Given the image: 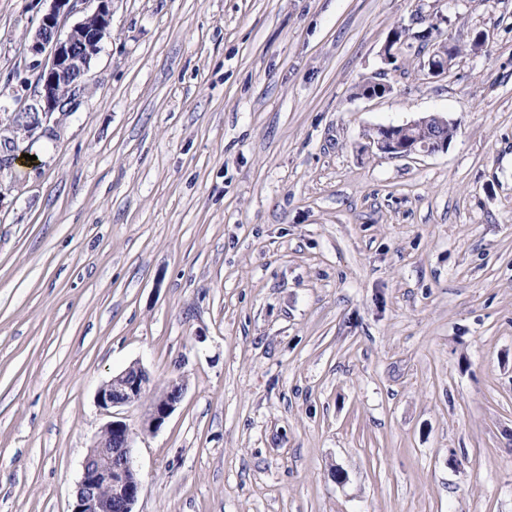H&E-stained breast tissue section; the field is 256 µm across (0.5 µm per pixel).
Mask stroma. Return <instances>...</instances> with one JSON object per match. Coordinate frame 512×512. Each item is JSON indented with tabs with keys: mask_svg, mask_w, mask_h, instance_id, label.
<instances>
[{
	"mask_svg": "<svg viewBox=\"0 0 512 512\" xmlns=\"http://www.w3.org/2000/svg\"><path fill=\"white\" fill-rule=\"evenodd\" d=\"M48 7L0 0L7 111ZM65 110L0 171V512H69L135 362L185 384L118 411L135 512H512V0H112ZM428 126L432 133L420 139L410 134L411 131ZM448 127H455L454 122L439 114L421 116L398 126H379L373 128L367 139L368 148L388 157L410 158L414 155H431L447 149ZM402 131V133H398ZM184 389L181 380L172 379L161 392H155L143 416L141 429L150 433L158 430L180 403Z\"/></svg>",
	"mask_w": 512,
	"mask_h": 512,
	"instance_id": "1",
	"label": "stroma"
}]
</instances>
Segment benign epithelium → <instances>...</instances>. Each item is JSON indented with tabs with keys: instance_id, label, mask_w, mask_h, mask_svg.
<instances>
[{
	"instance_id": "1",
	"label": "benign epithelium",
	"mask_w": 512,
	"mask_h": 512,
	"mask_svg": "<svg viewBox=\"0 0 512 512\" xmlns=\"http://www.w3.org/2000/svg\"><path fill=\"white\" fill-rule=\"evenodd\" d=\"M96 2L94 11L60 36L61 19L77 11L82 4ZM50 5L39 20L27 45L37 70V94L32 103L10 117L0 134L23 127L26 136L44 130L53 115L64 111L68 101L86 82L92 59L104 38L110 34L112 0H49ZM406 26L392 30L383 51L386 63L395 58L393 46L405 40ZM448 57L434 49L424 67L427 74L439 77L448 70ZM454 122L439 114L421 116L398 126H379L368 135L369 149L388 157L410 158L431 155L447 149L446 130ZM151 377L139 364H133L113 376L98 390V405L104 410L140 403L150 391ZM184 384L171 380L153 395L143 416L141 429L158 430L180 403ZM132 431L121 419L108 422L82 464L75 500L70 512H134L141 493V479L133 466Z\"/></svg>"
}]
</instances>
